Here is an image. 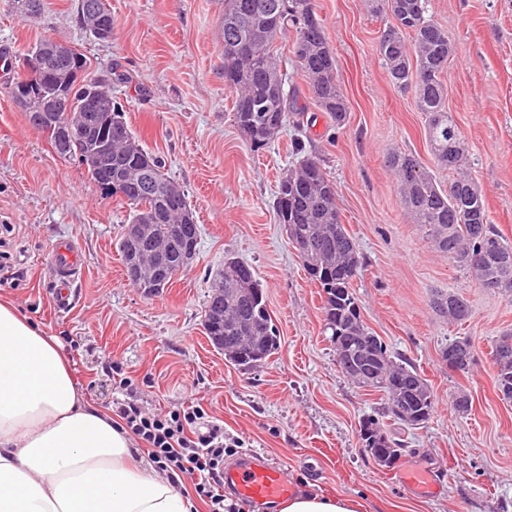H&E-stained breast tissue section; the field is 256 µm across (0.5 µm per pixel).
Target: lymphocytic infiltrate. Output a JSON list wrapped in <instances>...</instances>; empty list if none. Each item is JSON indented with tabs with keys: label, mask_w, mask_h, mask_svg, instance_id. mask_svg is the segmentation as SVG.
<instances>
[{
	"label": "lymphocytic infiltrate",
	"mask_w": 512,
	"mask_h": 512,
	"mask_svg": "<svg viewBox=\"0 0 512 512\" xmlns=\"http://www.w3.org/2000/svg\"><path fill=\"white\" fill-rule=\"evenodd\" d=\"M114 383L127 393L116 401L115 414L127 435L147 447L154 463L175 477L189 478L196 494L208 502L211 512H240L237 502L224 499V457L243 447L242 438L225 433L210 423L198 406L151 414L131 395L132 380L113 366Z\"/></svg>",
	"instance_id": "obj_1"
}]
</instances>
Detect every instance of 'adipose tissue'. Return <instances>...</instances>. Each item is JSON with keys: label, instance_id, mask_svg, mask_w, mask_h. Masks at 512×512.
<instances>
[{"label": "adipose tissue", "instance_id": "obj_1", "mask_svg": "<svg viewBox=\"0 0 512 512\" xmlns=\"http://www.w3.org/2000/svg\"><path fill=\"white\" fill-rule=\"evenodd\" d=\"M86 406L58 341L0 297V512H191Z\"/></svg>", "mask_w": 512, "mask_h": 512}]
</instances>
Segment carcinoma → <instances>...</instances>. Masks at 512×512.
Returning a JSON list of instances; mask_svg holds the SVG:
<instances>
[{"label":"carcinoma","instance_id":"carcinoma-1","mask_svg":"<svg viewBox=\"0 0 512 512\" xmlns=\"http://www.w3.org/2000/svg\"><path fill=\"white\" fill-rule=\"evenodd\" d=\"M13 5L18 13L35 17L44 0H13ZM373 5L376 12L390 18L379 40L386 73L395 87L413 93L418 109L424 112L437 165L457 174L444 185L414 154L389 153L388 167L396 177L404 209L453 266L472 274L481 285L488 281L497 284V292L511 297L512 243L488 222L483 195L463 170V141L448 111L444 78L452 54L448 33L429 15L428 0H373ZM94 16L105 24L114 23L105 0H78L75 23L90 32ZM220 35L224 82L235 93L234 122L254 150L265 148L279 126L305 130L306 104L300 102L297 91L285 89L281 72L278 42L284 38L318 109L332 123H345L347 103L336 79V55L313 0H222ZM50 66L55 83L46 93L59 92L68 102L55 128L37 127L53 148H58L55 129L70 127L72 136L63 155L83 162L87 141L76 127L78 114L104 112L108 117L112 170L91 163L84 168L96 186L112 183L110 194L132 206L118 242L123 266L138 261L148 269L162 249L173 271L188 268L197 247H170L173 225L196 223L185 190L165 173L162 158L143 148L125 121L123 107L112 98L105 102L96 99L95 89L103 87V82L88 78L85 56L59 57ZM293 153L298 156L297 163L281 178L275 192V220L300 248L305 271L321 288L324 330L330 333V341L342 343L350 356L366 359L367 367L352 366L345 376L361 388L382 391L386 396L383 411L360 422V437L364 448L386 455L384 466L389 468L405 448L386 433L383 418L422 427L433 411V392L408 362L393 360L386 344L365 326L352 291V281L362 267L361 257L342 224L334 185L321 159L306 151L302 139H294ZM175 190L178 201L172 206L165 195ZM133 224L149 225L148 236L134 240L129 232ZM211 288L224 295V339H218L211 327L212 307L205 310L204 330L215 349L243 368L256 366L279 349V330L249 265L225 259ZM438 309L453 322H464L471 315L466 300L452 290L443 296ZM509 339L511 332L497 340L493 358L499 397L512 402V347L504 349ZM448 350L459 354V372H469L474 362L471 342L455 340ZM402 393L410 397L404 406L399 403Z\"/></svg>","mask_w":512,"mask_h":512}]
</instances>
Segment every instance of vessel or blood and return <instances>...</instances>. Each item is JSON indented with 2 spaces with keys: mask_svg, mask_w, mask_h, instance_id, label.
I'll return each mask as SVG.
<instances>
[{
  "mask_svg": "<svg viewBox=\"0 0 512 512\" xmlns=\"http://www.w3.org/2000/svg\"><path fill=\"white\" fill-rule=\"evenodd\" d=\"M45 262L58 285L59 304L67 306L68 286L78 266L77 256L69 247L60 244L47 253ZM224 484L233 488L242 499L255 502L277 503L289 499L296 492L281 466L251 454L225 468Z\"/></svg>",
  "mask_w": 512,
  "mask_h": 512,
  "instance_id": "1",
  "label": "vessel or blood"
}]
</instances>
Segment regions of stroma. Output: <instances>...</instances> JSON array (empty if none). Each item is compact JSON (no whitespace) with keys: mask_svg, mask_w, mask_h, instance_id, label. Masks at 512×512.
I'll use <instances>...</instances> for the list:
<instances>
[{"mask_svg":"<svg viewBox=\"0 0 512 512\" xmlns=\"http://www.w3.org/2000/svg\"><path fill=\"white\" fill-rule=\"evenodd\" d=\"M112 38L77 27V0H45L35 18L0 0V51L18 56L43 36L78 49L112 94L143 147L180 183L200 228L191 268L147 297L125 278L118 240L129 213L102 193L83 166L59 156L3 90L0 69V295L55 337L85 401L108 413L118 395L107 369L117 362L149 410L199 405L244 452L278 462L299 492L342 495L362 512H512V403L494 387L492 346L512 333V297L481 288L452 265L405 213L388 152L419 156L440 181L412 93L394 87L378 50L387 23L372 0H314L337 60L347 100L342 127L317 118L306 147L336 188L340 217L362 268L352 287L361 317L407 359L434 394L418 429L386 421L407 445L397 465L378 466L363 450L359 425L381 411L382 393L352 384L324 332L318 286L274 218L280 177L296 163L292 128L253 150L233 121L219 35L221 0H107ZM451 39L445 79L468 172L489 221L512 242V0H429ZM71 240L82 265L72 304L59 310L44 257ZM251 265L280 330L279 349L245 370L209 342L204 329L210 284L225 256ZM468 302L471 317L449 322L434 306L447 291ZM466 338L469 373L449 371L442 352ZM471 398L468 414L453 405ZM420 469L442 482L428 495L400 487V470Z\"/></svg>","mask_w":512,"mask_h":512,"instance_id":"obj_1","label":"stroma"}]
</instances>
